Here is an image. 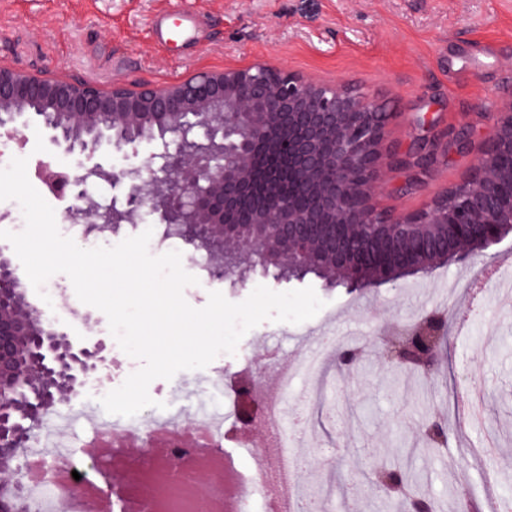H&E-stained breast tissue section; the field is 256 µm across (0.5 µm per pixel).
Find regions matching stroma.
Segmentation results:
<instances>
[{
	"mask_svg": "<svg viewBox=\"0 0 512 512\" xmlns=\"http://www.w3.org/2000/svg\"><path fill=\"white\" fill-rule=\"evenodd\" d=\"M197 21L191 41L169 53L154 43L157 21ZM264 62L323 81L353 85L386 104L395 118L385 144L405 151L420 139L434 146L422 183L406 188V174H385L378 207L410 212L427 205L469 174L473 155L447 148L450 130L468 127L483 139L495 96L512 87V0H0V62L111 87L165 84L200 70ZM469 267L448 262L426 273L352 293L322 279L273 284L285 292L313 287L324 306L301 324L270 320L249 331L225 365L302 353V336L328 327L333 336H375L379 326L426 311L454 314L460 325L432 377L392 369L369 349L349 376L325 362L321 386L295 380L289 407L307 411L299 454L309 458V485L331 481L332 512H392L374 483L373 464L404 461L420 493L445 512H463L490 499L512 501V297L489 284L483 298L466 287ZM45 315L75 336H105L108 320L77 298L65 274H56ZM210 369L177 373L149 385L168 410L195 415L196 395L181 385ZM112 389L104 375L59 413L75 411L65 433L75 454L88 456L100 437L86 408L100 410ZM447 416L448 446L426 448L423 424Z\"/></svg>",
	"mask_w": 512,
	"mask_h": 512,
	"instance_id": "obj_1",
	"label": "stroma"
}]
</instances>
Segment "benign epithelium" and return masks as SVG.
Returning <instances> with one entry per match:
<instances>
[{"instance_id":"benign-epithelium-1","label":"benign epithelium","mask_w":512,"mask_h":512,"mask_svg":"<svg viewBox=\"0 0 512 512\" xmlns=\"http://www.w3.org/2000/svg\"><path fill=\"white\" fill-rule=\"evenodd\" d=\"M37 112L49 154L86 157L74 170L40 169L42 180L75 204L66 221L136 224L142 209L159 224L186 225V238L224 246L219 278L244 285L236 258L249 253L253 267L280 280L315 271L331 286L368 288L391 283L438 264L470 261L512 233V90L496 95L488 113L484 147L464 186L423 209L386 214L377 208L388 165L428 168L430 154L405 156L384 148L393 114L346 83L316 80L262 63L197 71L167 84L117 83L104 89L52 73L31 74L0 64V129L14 137ZM448 146L468 152V128L448 133ZM152 146L140 163L106 168L93 157L129 159ZM267 153L286 163L282 172L257 167ZM292 194L313 204L297 207ZM109 182L122 203L101 207L87 186ZM448 316L430 312L394 326L377 344L385 363L432 374ZM362 346L340 347L341 369L363 360ZM105 338H76L44 317L17 287L10 259L0 256V512L24 509L20 474L23 447L41 414L75 398L102 373L112 372ZM237 384L239 432L250 430L261 407L253 395L254 372ZM425 439L448 438V420L436 416ZM377 483L399 488L402 469L374 466Z\"/></svg>"}]
</instances>
